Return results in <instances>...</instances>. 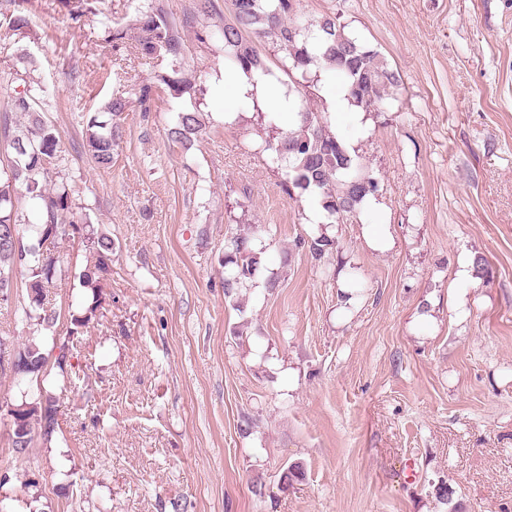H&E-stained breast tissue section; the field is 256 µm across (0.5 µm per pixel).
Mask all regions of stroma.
I'll use <instances>...</instances> for the list:
<instances>
[{
	"label": "stroma",
	"instance_id": "stroma-1",
	"mask_svg": "<svg viewBox=\"0 0 512 512\" xmlns=\"http://www.w3.org/2000/svg\"><path fill=\"white\" fill-rule=\"evenodd\" d=\"M144 3L89 0L75 21L65 0H0V116L24 130L9 104L41 91L60 136L46 186L67 185L75 215L114 240L99 318L75 337L91 256L55 240L59 318L41 348L72 340L80 377L0 370V405L43 387L59 422L20 458L0 413V497L16 512H512V0H300L308 22L338 17L401 77L365 133L339 130L376 206L330 225L319 260L297 245L316 230L308 197L256 152L287 120L246 101L224 119L223 12L182 29L177 58L113 48ZM18 14L28 25L10 30ZM176 70L206 125L184 148L168 137L183 102L159 81ZM113 98L129 107L102 169L82 117ZM372 224L385 248L369 245ZM240 228L261 269L230 300L224 244ZM26 283L17 269L0 302L15 348L32 334ZM294 463L303 477L282 484Z\"/></svg>",
	"mask_w": 512,
	"mask_h": 512
}]
</instances>
